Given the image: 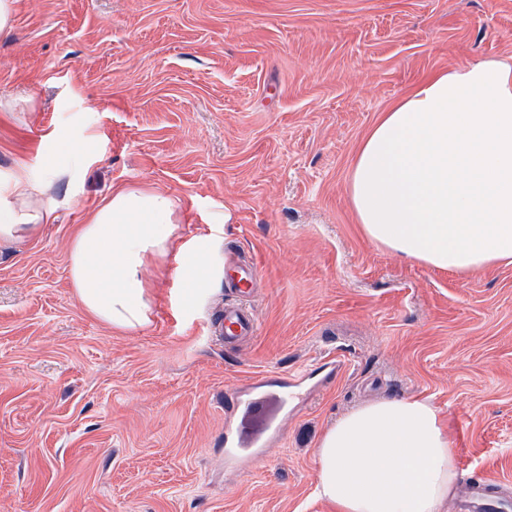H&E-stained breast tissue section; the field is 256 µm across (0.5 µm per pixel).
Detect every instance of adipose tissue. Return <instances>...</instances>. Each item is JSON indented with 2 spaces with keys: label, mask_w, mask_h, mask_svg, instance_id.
I'll use <instances>...</instances> for the list:
<instances>
[{
  "label": "adipose tissue",
  "mask_w": 512,
  "mask_h": 512,
  "mask_svg": "<svg viewBox=\"0 0 512 512\" xmlns=\"http://www.w3.org/2000/svg\"><path fill=\"white\" fill-rule=\"evenodd\" d=\"M63 166L0 174V244L52 218ZM365 236L437 270L512 265V63L486 59L438 72L362 139L348 179ZM179 205L148 187L117 186L80 224L69 277L106 325L146 326L148 259L172 263L187 287L212 279L208 241H179ZM316 493L336 512H441L458 475L439 410L424 397L384 399L339 418L314 450Z\"/></svg>",
  "instance_id": "1"
}]
</instances>
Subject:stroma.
Instances as JSON below:
<instances>
[{"mask_svg":"<svg viewBox=\"0 0 512 512\" xmlns=\"http://www.w3.org/2000/svg\"><path fill=\"white\" fill-rule=\"evenodd\" d=\"M512 62V0H16L0 33V170L70 168L55 220L0 246V512H336L313 450L350 409L420 396L459 484L512 497V266L463 274L370 242L347 184L359 141L424 76ZM91 159L61 152L84 133ZM179 202L211 261L259 269L248 344L207 324L224 278L191 295L149 264L155 311L89 316L70 242L113 186ZM347 373L287 420L271 460L224 465V395L307 369Z\"/></svg>","mask_w":512,"mask_h":512,"instance_id":"35a3bbf8","label":"stroma"}]
</instances>
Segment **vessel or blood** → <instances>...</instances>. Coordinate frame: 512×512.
Returning a JSON list of instances; mask_svg holds the SVG:
<instances>
[{
    "mask_svg": "<svg viewBox=\"0 0 512 512\" xmlns=\"http://www.w3.org/2000/svg\"><path fill=\"white\" fill-rule=\"evenodd\" d=\"M258 276L255 264L235 261L224 280L235 299L225 303L223 312L209 328L210 334L228 344L256 335L258 320L251 300ZM308 380L303 373L289 378L266 374L238 388L230 401L231 415L224 425L225 458L263 455L279 436L278 417L311 396ZM495 484V479L485 476L471 481L460 502L462 512H512L511 498L490 496Z\"/></svg>",
    "mask_w": 512,
    "mask_h": 512,
    "instance_id": "obj_1",
    "label": "vessel or blood"
}]
</instances>
